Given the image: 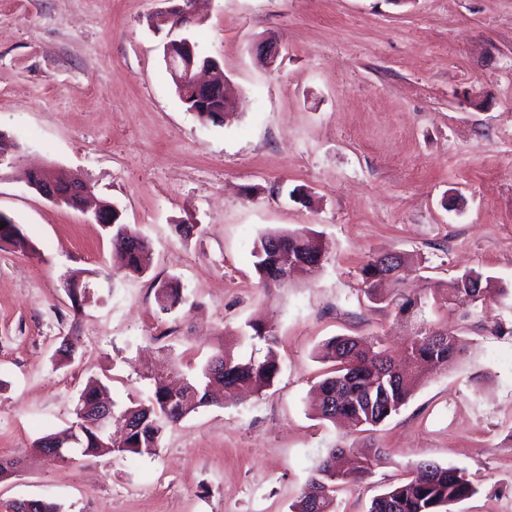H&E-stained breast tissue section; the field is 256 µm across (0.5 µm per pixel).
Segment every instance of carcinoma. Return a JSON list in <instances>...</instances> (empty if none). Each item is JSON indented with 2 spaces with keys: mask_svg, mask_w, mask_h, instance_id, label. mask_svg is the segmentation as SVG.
I'll return each mask as SVG.
<instances>
[{
  "mask_svg": "<svg viewBox=\"0 0 512 512\" xmlns=\"http://www.w3.org/2000/svg\"><path fill=\"white\" fill-rule=\"evenodd\" d=\"M185 18L174 10L155 22L158 32L176 34L186 30ZM112 212V245L119 255V266L145 273L149 268L148 243L128 224L118 222L117 210ZM288 253L302 259L308 272L326 258L321 240L308 233L274 231L261 235L254 243L252 256L260 281L266 286L282 287L288 282L281 267L282 254ZM403 258L383 267L380 257H371L362 267L361 275L367 284L365 292L372 299H379V285L391 281L395 296L390 303L397 313L405 315L422 308L421 297L403 288L401 271ZM506 293L495 277L480 271L469 270L453 279L447 288L445 303L450 305H476ZM155 301L165 312L177 309L184 303L182 289L175 281L155 285ZM250 331L244 337L264 344L263 354L247 359H236L218 350L211 354L198 376L191 380L181 377L177 364H169L150 377L152 395L144 403H136L113 417L120 436L106 440L92 427L91 415H85L79 448L81 455L97 457L101 449L111 446L114 452L124 454H153L166 427L180 422L198 407L209 403L210 387H222V396L232 398L237 394L259 393L273 385L281 371L276 350L274 326L258 321L248 324ZM410 360L398 364L384 343L359 336H334L319 350V358L329 364V370L316 389L319 398L312 404L315 415L323 420L346 419L358 427H376L405 405L415 385L428 369L448 365L466 350V343L446 329L420 327L410 338ZM106 386L90 380L81 392L77 411L101 400ZM347 448H333L312 469L307 487L293 504L292 512H340L336 494L342 488L362 481L371 473L372 466L382 447L371 443L356 450L351 466L342 470L338 461ZM477 489L466 478L464 470L443 467L433 461L417 465V475L395 485L371 501L368 512H451L450 506L471 497ZM13 512H61L59 505L45 500L11 505Z\"/></svg>",
  "mask_w": 512,
  "mask_h": 512,
  "instance_id": "obj_1",
  "label": "carcinoma"
}]
</instances>
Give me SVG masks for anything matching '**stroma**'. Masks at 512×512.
Instances as JSON below:
<instances>
[{
    "mask_svg": "<svg viewBox=\"0 0 512 512\" xmlns=\"http://www.w3.org/2000/svg\"><path fill=\"white\" fill-rule=\"evenodd\" d=\"M181 0H0V133L18 167L80 176L148 241L144 274L113 267L92 214L53 204L0 169V211L34 245L0 249V449L18 476L0 512L49 499L62 512H290L330 448L375 441L371 474L338 494L343 512L432 460L476 494L454 512H512V0H196L191 31L235 96L223 124L180 100L150 19ZM267 38L284 49L255 60ZM316 231L313 273L263 287L269 231ZM408 260L412 320L370 302L360 270ZM481 270L506 296L467 313L442 295ZM186 299L159 312L157 282ZM81 286L73 304L67 285ZM274 325L281 372L261 394L199 407L155 454L50 462L35 441L75 421L89 377L117 407L147 400L167 358L195 374L212 349ZM448 327L466 354L433 371L372 433L317 419L315 354L338 335L400 350L419 325ZM73 349L61 358V343Z\"/></svg>",
    "mask_w": 512,
    "mask_h": 512,
    "instance_id": "stroma-1",
    "label": "stroma"
}]
</instances>
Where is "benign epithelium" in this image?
Returning a JSON list of instances; mask_svg holds the SVG:
<instances>
[{
    "mask_svg": "<svg viewBox=\"0 0 512 512\" xmlns=\"http://www.w3.org/2000/svg\"><path fill=\"white\" fill-rule=\"evenodd\" d=\"M282 44L276 39L260 41L251 46L250 52L257 60L271 65L280 56ZM164 59L173 81L183 87L192 89V93L182 96V102L192 105L196 102L212 105V111L217 115V121L224 119V112L231 97L229 84H221L216 79L218 69L215 65L201 64L196 59L194 45L186 41H176V44H166ZM46 178L41 186L35 188L43 198L56 204L81 209L87 202L88 192L80 183L66 182L67 190L58 191L60 179L52 169H44ZM96 430L105 438H112V412L111 409L100 408L93 419Z\"/></svg>",
    "mask_w": 512,
    "mask_h": 512,
    "instance_id": "obj_1",
    "label": "benign epithelium"
}]
</instances>
